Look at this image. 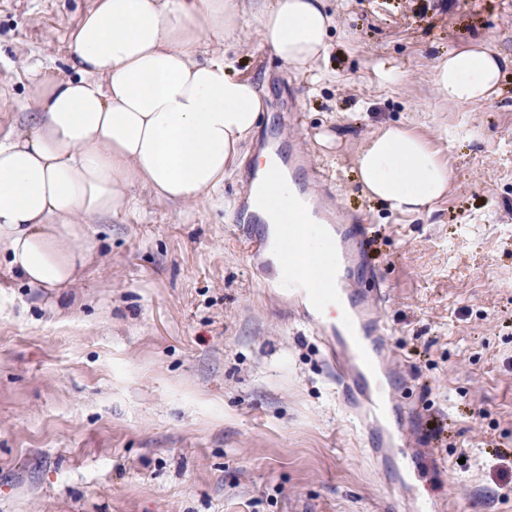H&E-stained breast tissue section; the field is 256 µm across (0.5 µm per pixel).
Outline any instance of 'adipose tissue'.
<instances>
[{"mask_svg":"<svg viewBox=\"0 0 512 512\" xmlns=\"http://www.w3.org/2000/svg\"><path fill=\"white\" fill-rule=\"evenodd\" d=\"M239 0H95L70 34L78 76L38 80V110L22 133L0 139V254L32 286L68 288L94 252L91 222L131 208L136 185L196 201L224 181L254 132L262 104L222 54L199 61L204 39L235 40ZM261 39L306 72L329 48L324 0H271ZM511 61L487 46L449 52L435 67L438 95L485 102ZM364 191L400 214L432 209L450 173L420 136L390 126L356 155ZM255 210L279 228L297 221L299 198L279 162L261 155Z\"/></svg>","mask_w":512,"mask_h":512,"instance_id":"ef3b65f1","label":"adipose tissue"}]
</instances>
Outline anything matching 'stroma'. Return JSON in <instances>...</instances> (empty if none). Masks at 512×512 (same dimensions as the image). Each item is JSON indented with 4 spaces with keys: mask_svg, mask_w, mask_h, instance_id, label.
Listing matches in <instances>:
<instances>
[{
    "mask_svg": "<svg viewBox=\"0 0 512 512\" xmlns=\"http://www.w3.org/2000/svg\"><path fill=\"white\" fill-rule=\"evenodd\" d=\"M255 2L225 54L265 109L223 185L188 203L135 188L92 222L71 288L0 257V512H512V68L484 103L434 88L449 51L512 54V0H326L330 47L305 74L263 44ZM92 5L0 0L1 136L35 112L37 75L74 78L68 33ZM389 124L447 163L432 210L364 194L354 159ZM269 143L334 169L315 198L372 226L405 378L389 420L418 450L402 469L352 428L321 337L268 297L230 224Z\"/></svg>",
    "mask_w": 512,
    "mask_h": 512,
    "instance_id": "35a3bbf8",
    "label": "stroma"
}]
</instances>
